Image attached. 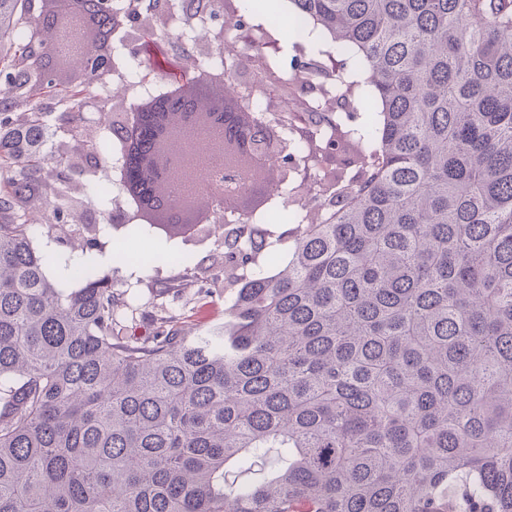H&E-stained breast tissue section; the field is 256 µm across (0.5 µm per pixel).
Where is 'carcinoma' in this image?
I'll return each mask as SVG.
<instances>
[{
    "instance_id": "obj_1",
    "label": "carcinoma",
    "mask_w": 512,
    "mask_h": 512,
    "mask_svg": "<svg viewBox=\"0 0 512 512\" xmlns=\"http://www.w3.org/2000/svg\"><path fill=\"white\" fill-rule=\"evenodd\" d=\"M0 0V512H512V0H290L332 42L329 63L264 53L268 32L244 14L253 53L224 68V121L207 144L255 142L266 123L288 140L272 168L318 170L293 187V240L279 258L253 211L224 227L223 275L197 267L202 298L233 292L224 322L188 336L158 305L148 333L123 336L137 307L112 274L74 258V237L38 255L32 237L76 210L66 168L47 152L58 126L105 107L103 62L62 86L21 32L43 20ZM102 23L136 0H91ZM379 106L352 99L349 62ZM257 71L291 108L241 126L232 108ZM150 112L124 135V185L157 147ZM110 150L101 138L94 178ZM53 183L44 221L19 206ZM166 209L207 193L175 180ZM94 183L84 206L106 210ZM111 218L83 229L102 245ZM194 224H129L115 262L145 234ZM147 270L173 252L135 256ZM55 264L70 283L49 275ZM264 471L242 484L236 477Z\"/></svg>"
}]
</instances>
